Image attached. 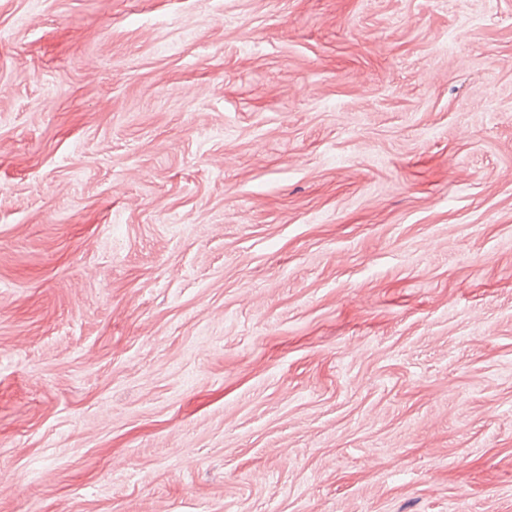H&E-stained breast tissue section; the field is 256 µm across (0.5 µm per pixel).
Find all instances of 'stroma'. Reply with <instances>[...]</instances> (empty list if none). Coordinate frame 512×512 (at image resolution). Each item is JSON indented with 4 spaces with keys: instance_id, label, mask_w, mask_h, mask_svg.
Listing matches in <instances>:
<instances>
[{
    "instance_id": "obj_1",
    "label": "stroma",
    "mask_w": 512,
    "mask_h": 512,
    "mask_svg": "<svg viewBox=\"0 0 512 512\" xmlns=\"http://www.w3.org/2000/svg\"><path fill=\"white\" fill-rule=\"evenodd\" d=\"M0 512H512V0H0Z\"/></svg>"
}]
</instances>
